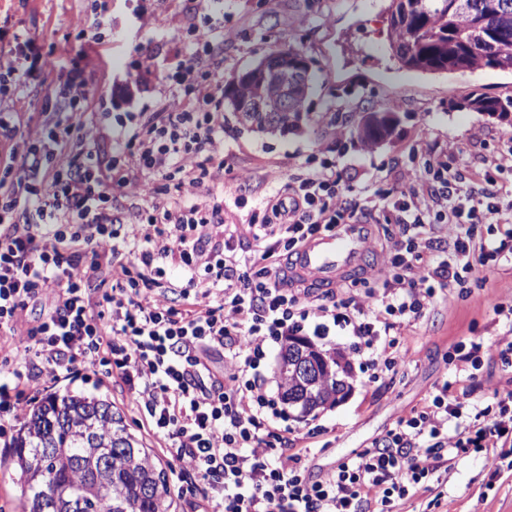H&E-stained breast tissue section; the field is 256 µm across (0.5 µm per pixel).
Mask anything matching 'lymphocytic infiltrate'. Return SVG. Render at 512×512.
<instances>
[{
    "label": "lymphocytic infiltrate",
    "mask_w": 512,
    "mask_h": 512,
    "mask_svg": "<svg viewBox=\"0 0 512 512\" xmlns=\"http://www.w3.org/2000/svg\"><path fill=\"white\" fill-rule=\"evenodd\" d=\"M40 54L18 47L0 63V437L33 401L40 377L89 367L127 387L172 474L211 512H397L432 492L449 449L512 454V393L486 406L470 390L438 385L431 398L328 474L310 477L304 449L288 445L281 395L261 363L270 343L339 329L358 341L361 366L395 372L400 330L438 290L463 288L480 257L512 260V149L487 155L461 177L451 148L390 182L354 184L335 164L289 176L247 223L224 220V188L249 178L213 163L224 149L217 109L192 111L183 98L213 99V85L181 74L180 99L152 114L120 153L122 188L148 207L125 223L109 203L112 163L95 149V122L58 115L23 124L8 81L35 75ZM181 172L170 183L171 172ZM400 237L373 287L324 296L290 287L285 256L342 224L376 218ZM454 231L447 242L438 225ZM499 224L500 237L476 236ZM250 235L254 248L235 241ZM182 271L169 279L170 267ZM505 330L491 345L459 343V372L483 361L512 362V301L494 304Z\"/></svg>",
    "instance_id": "lymphocytic-infiltrate-1"
}]
</instances>
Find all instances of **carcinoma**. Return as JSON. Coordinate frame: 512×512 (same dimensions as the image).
<instances>
[{"instance_id": "cac0c4a2", "label": "carcinoma", "mask_w": 512, "mask_h": 512, "mask_svg": "<svg viewBox=\"0 0 512 512\" xmlns=\"http://www.w3.org/2000/svg\"><path fill=\"white\" fill-rule=\"evenodd\" d=\"M388 45L408 70L452 73L485 68L512 74V0H390ZM274 50L224 86V108L241 129L276 137L299 132L310 122L311 61L288 44V65ZM288 97L286 112H262ZM466 106L506 119L512 97L473 95ZM389 112H369L358 132L374 147L392 131ZM288 403L330 392L282 375ZM112 457V472H97ZM8 463L21 473L22 512H175L165 473L128 431L112 403L69 391L50 395L32 408L18 430Z\"/></svg>"}]
</instances>
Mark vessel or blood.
Listing matches in <instances>:
<instances>
[{
  "label": "vessel or blood",
  "instance_id": "vessel-or-blood-1",
  "mask_svg": "<svg viewBox=\"0 0 512 512\" xmlns=\"http://www.w3.org/2000/svg\"><path fill=\"white\" fill-rule=\"evenodd\" d=\"M368 243V225H342L337 233L316 236L294 254L288 261V274L310 277L316 288L333 287L346 274L364 268Z\"/></svg>",
  "mask_w": 512,
  "mask_h": 512
}]
</instances>
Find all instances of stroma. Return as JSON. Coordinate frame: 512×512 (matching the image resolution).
Here are the masks:
<instances>
[{
	"label": "stroma",
	"mask_w": 512,
	"mask_h": 512,
	"mask_svg": "<svg viewBox=\"0 0 512 512\" xmlns=\"http://www.w3.org/2000/svg\"><path fill=\"white\" fill-rule=\"evenodd\" d=\"M389 0H0V46L34 42L42 53V74L24 80L12 100L23 123L42 121L46 96L65 74L79 68L87 99L59 111L97 121L105 135L98 152L114 153L110 136L135 130L142 113L163 112L176 90L168 78L187 65L211 75L216 101L224 81L272 49L295 44L312 63V121L299 134L264 137L224 122V165L251 175L242 192L226 191L224 217L245 222L252 210L288 175L335 163L355 182L391 179L414 166L412 150L424 145L440 152L455 146L464 165L512 147V122L488 117L465 105L474 93L512 96V78L486 69L477 73H424L401 68L387 47ZM96 29L100 40L82 33ZM229 29L211 52L197 53L206 30ZM389 111L397 123L390 140L365 151L357 132L369 111ZM466 292L438 293L434 304L400 339L401 361L393 377L372 381L355 363L353 339L336 331L314 346L338 353L348 364L347 394L333 406L308 415L288 408L292 437L307 447L312 474H327L392 428L399 417L420 408L437 385L475 389L474 402L512 392V367L494 362L474 379L457 374L454 347L480 339L493 342L503 329L494 320L495 303L512 300V268L477 266ZM81 391L108 399L124 415L164 470L172 461L145 425L127 391L88 370L67 379H42L41 395ZM435 512H512V470L493 474L486 452L459 455L448 475L447 492Z\"/></svg>",
	"instance_id": "stroma-1"
}]
</instances>
